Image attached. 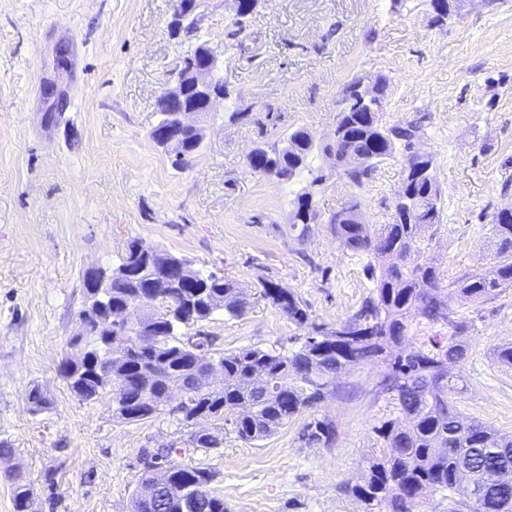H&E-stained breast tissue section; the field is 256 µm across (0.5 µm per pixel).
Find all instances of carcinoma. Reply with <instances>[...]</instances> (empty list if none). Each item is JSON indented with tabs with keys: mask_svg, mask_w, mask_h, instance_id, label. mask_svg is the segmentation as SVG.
<instances>
[{
	"mask_svg": "<svg viewBox=\"0 0 512 512\" xmlns=\"http://www.w3.org/2000/svg\"><path fill=\"white\" fill-rule=\"evenodd\" d=\"M179 0L178 31L196 36L198 19ZM386 79L373 82L371 97L359 105L357 82L345 88L350 111L336 116V139L322 147L334 158L339 174L360 187L387 159L401 158L402 181L391 221L364 224L358 221L359 203L351 199L329 217L317 209L313 194H300L292 201L290 229L305 238L315 224H328L339 246L368 259L366 271L372 282L371 294L346 321L374 323L378 335L355 336L339 343L330 332L309 322L305 303L297 295L263 281L262 296L297 327L308 330L296 350L244 347L229 353L214 351L222 364V380L196 383L192 371L200 341L213 340L200 331L184 335L181 329L208 320L222 311L241 317L249 303L235 284L213 271H194L188 283L167 289L158 301L141 302L140 317L134 324L115 329L116 344L129 346L119 358L108 356L106 337L91 331L74 345L84 349L97 366L79 370L75 359L66 358L60 376L83 401L110 396L116 416L137 422L154 416L167 406L166 389L185 386L182 405L169 410L179 424L189 426L200 417L217 421L231 418L239 439L262 442L303 412L315 408L335 389L336 371L345 368L348 353L380 368V392L392 397L404 423L387 420L376 428L386 453L369 460L365 484L354 495L366 505V512L388 507V512H416L429 489L460 495L457 479L460 461H469L471 480L485 488L477 512H512V483L504 485L497 475L512 471V435L495 432L482 422L464 418L449 407L456 390L452 368L466 358V345L454 339L437 351L417 350L405 354L400 346L409 330V318L418 312L432 323L451 321V304L483 302L512 288V215L498 211L492 221L491 243L494 264L486 270L465 272L443 284L436 268L427 263H407L419 253L425 230L439 223V186L435 172L422 174L408 167V157L420 138L416 123L388 125L383 121ZM315 146L311 132L297 128L267 147H261L248 166L256 173L288 181L305 171L310 185H322L323 178L312 167ZM358 153L364 165L348 168V157ZM139 286L115 278L104 291V303L122 308L138 298ZM159 333L155 350L134 356L131 349L143 339L145 329ZM447 375L446 383L431 385L433 373ZM304 436L313 444L332 445L334 426L327 419L312 418ZM179 449L172 445L147 452L150 459L164 462L163 482L139 481L132 494V512H224V496L215 487L217 474L207 468L172 459Z\"/></svg>",
	"mask_w": 512,
	"mask_h": 512,
	"instance_id": "1",
	"label": "carcinoma"
}]
</instances>
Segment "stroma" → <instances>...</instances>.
Returning a JSON list of instances; mask_svg holds the SVG:
<instances>
[{
	"mask_svg": "<svg viewBox=\"0 0 512 512\" xmlns=\"http://www.w3.org/2000/svg\"><path fill=\"white\" fill-rule=\"evenodd\" d=\"M179 0H0V512L16 485L31 512H131L146 448L175 444L178 461L217 473L227 512H365L352 493L385 444L376 431L399 413L378 393V369L342 370L328 396L254 446L230 422L167 414L127 422L108 398L80 400L58 365L80 330L84 272L115 265L133 240L218 271L250 302L246 315L203 322L217 349L299 348L302 329L261 295L262 280L294 292L312 322L352 317L371 283L365 258L342 250L328 225L304 240L289 199L310 191L332 213L348 199L365 223L389 222L400 165L380 163L363 186L316 154L323 177L282 182L253 172L248 152L299 127L331 143L345 86L388 82L384 119L420 123L441 191L425 252L444 280L489 266L491 217L512 206V0H459L435 22L430 0H260L241 34L228 0H195L196 39L174 34ZM224 53L229 98L204 122L187 168L150 131L157 99L192 41ZM453 323L410 320L402 351L462 337L453 369L456 410L512 434V289L454 306ZM39 387L49 404L32 412ZM328 417L334 445L307 444ZM208 433L215 448L194 447Z\"/></svg>",
	"mask_w": 512,
	"mask_h": 512,
	"instance_id": "35a3bbf8",
	"label": "stroma"
}]
</instances>
